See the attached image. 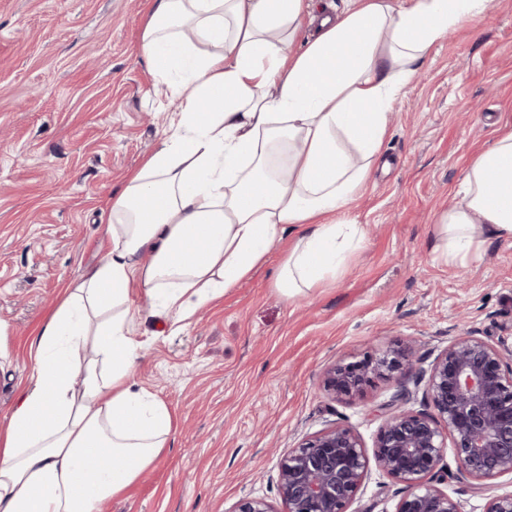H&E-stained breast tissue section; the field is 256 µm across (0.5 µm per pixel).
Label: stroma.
I'll use <instances>...</instances> for the list:
<instances>
[{"label": "stroma", "instance_id": "35a3bbf8", "mask_svg": "<svg viewBox=\"0 0 512 512\" xmlns=\"http://www.w3.org/2000/svg\"><path fill=\"white\" fill-rule=\"evenodd\" d=\"M146 0H0V424L34 365L28 340L68 284L109 251L113 191L164 138L179 100L140 57ZM512 127V0H492L475 23L431 53L390 118L371 182L352 210L364 240L335 281L289 301L274 287L288 245L238 288L169 332L142 290L133 334L137 386L170 407L169 448L103 512H233L262 498L280 505L282 457L336 425L372 446L414 369L336 400L326 367L416 343L429 367L470 331L512 353V243L491 239L465 267L439 260L435 222L471 158ZM465 512L512 492L457 481ZM400 487L370 469L354 512H394Z\"/></svg>", "mask_w": 512, "mask_h": 512}]
</instances>
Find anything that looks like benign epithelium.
Masks as SVG:
<instances>
[{
  "instance_id": "obj_1",
  "label": "benign epithelium",
  "mask_w": 512,
  "mask_h": 512,
  "mask_svg": "<svg viewBox=\"0 0 512 512\" xmlns=\"http://www.w3.org/2000/svg\"><path fill=\"white\" fill-rule=\"evenodd\" d=\"M413 344L328 367L324 390L352 397L376 377L412 364ZM429 410L398 409L367 448L352 428L335 425L288 449L279 468L286 512H349L370 467L404 486L394 512H463L459 500L439 487L436 468L453 450L457 477L489 483L512 476V361L466 332L452 339L428 371ZM235 512H275L262 498L241 502ZM483 512H512V492L489 496Z\"/></svg>"
}]
</instances>
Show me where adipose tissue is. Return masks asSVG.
<instances>
[{"instance_id":"obj_1","label":"adipose tissue","mask_w":512,"mask_h":512,"mask_svg":"<svg viewBox=\"0 0 512 512\" xmlns=\"http://www.w3.org/2000/svg\"><path fill=\"white\" fill-rule=\"evenodd\" d=\"M484 2L150 0L141 55L181 102L112 195L111 250L30 339L34 369L0 428V512H100L166 448L170 408L131 380L133 287L176 331L286 236L283 297L335 277L364 239L350 210L394 104ZM492 237L512 241V128L472 158L436 251L466 266Z\"/></svg>"}]
</instances>
